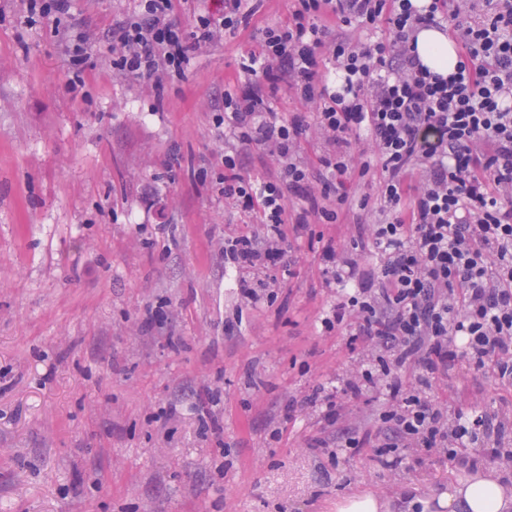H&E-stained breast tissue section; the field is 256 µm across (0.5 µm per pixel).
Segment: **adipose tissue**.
I'll return each instance as SVG.
<instances>
[{"instance_id":"obj_1","label":"adipose tissue","mask_w":512,"mask_h":512,"mask_svg":"<svg viewBox=\"0 0 512 512\" xmlns=\"http://www.w3.org/2000/svg\"><path fill=\"white\" fill-rule=\"evenodd\" d=\"M417 52L425 66L443 76L454 73L459 64L454 42L435 28L418 33ZM424 505L430 512H512V485L499 470L479 464L470 478L450 483Z\"/></svg>"}]
</instances>
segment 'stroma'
Returning a JSON list of instances; mask_svg holds the SVG:
<instances>
[{
	"mask_svg": "<svg viewBox=\"0 0 512 512\" xmlns=\"http://www.w3.org/2000/svg\"><path fill=\"white\" fill-rule=\"evenodd\" d=\"M134 8L74 0L32 20L0 0V512H336L363 492L407 512L471 459L512 478V460L414 442L383 468L381 390L333 424L307 404L377 347L322 332L335 292L307 239L272 301L233 296L224 233L256 219L219 192L214 97L249 35L201 47L158 90L112 69V27ZM477 393L512 401L465 367L427 396L450 418ZM349 424L369 444L337 451Z\"/></svg>",
	"mask_w": 512,
	"mask_h": 512,
	"instance_id": "1",
	"label": "stroma"
}]
</instances>
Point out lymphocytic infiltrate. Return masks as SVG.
<instances>
[{"instance_id":"f902f5d3","label":"lymphocytic infiltrate","mask_w":512,"mask_h":512,"mask_svg":"<svg viewBox=\"0 0 512 512\" xmlns=\"http://www.w3.org/2000/svg\"><path fill=\"white\" fill-rule=\"evenodd\" d=\"M176 0H137L112 29V68L163 87L180 79L201 46L250 31L240 47L237 86H225L215 120L224 128L225 201L257 213L259 227L224 238V265L238 294L273 298L277 269L294 265L290 241L311 224H336L353 209L376 221L351 251L324 244L322 274L336 289L325 331L350 343L371 337L380 352L344 395L386 386L378 462L398 468L413 441L448 456L458 449L499 453L512 421L473 406L445 421L426 392L463 364L512 386V0H292L286 21L251 29L263 0H212L192 29L173 19ZM481 9L483 18L469 14ZM361 29L370 40L330 37ZM447 30L460 47L456 71L425 67L415 47L422 28ZM333 65L335 80L321 74ZM287 91L318 102L313 117L272 110ZM324 138L316 163L299 155L309 126ZM373 145L357 160L360 138ZM273 157L258 178L256 160ZM426 182L413 180L416 167ZM379 170L375 193L357 194ZM298 199L299 208L289 206ZM420 365L408 377L411 365Z\"/></svg>"}]
</instances>
